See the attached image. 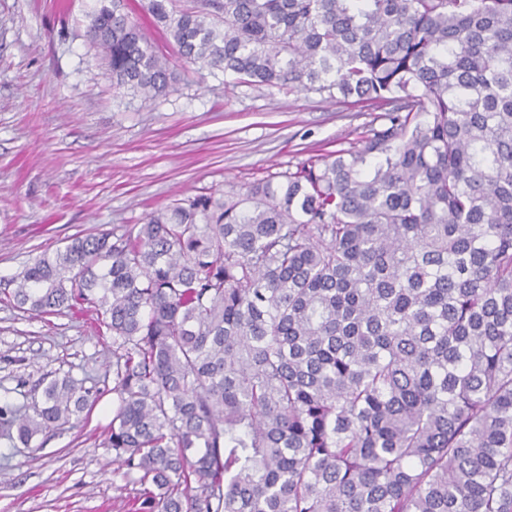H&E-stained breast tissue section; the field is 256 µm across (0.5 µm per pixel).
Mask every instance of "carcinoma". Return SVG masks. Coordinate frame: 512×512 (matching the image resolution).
<instances>
[{
	"label": "carcinoma",
	"mask_w": 512,
	"mask_h": 512,
	"mask_svg": "<svg viewBox=\"0 0 512 512\" xmlns=\"http://www.w3.org/2000/svg\"><path fill=\"white\" fill-rule=\"evenodd\" d=\"M183 60L355 100L357 144L120 234L77 236L0 287L84 305L112 336L104 444L138 512H512V0H143ZM88 38L153 100L170 59L119 0ZM90 389L51 379L0 423L39 438Z\"/></svg>",
	"instance_id": "1"
}]
</instances>
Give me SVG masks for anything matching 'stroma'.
Segmentation results:
<instances>
[{
  "mask_svg": "<svg viewBox=\"0 0 512 512\" xmlns=\"http://www.w3.org/2000/svg\"><path fill=\"white\" fill-rule=\"evenodd\" d=\"M95 0H0V280L76 236L121 232L151 211L237 190L349 147L372 113L236 83L174 58L167 96L114 88L87 37ZM97 314L37 316L0 300V398L19 408L66 373L98 400L40 449L0 428V512H131L143 487L113 464L112 339Z\"/></svg>",
  "mask_w": 512,
  "mask_h": 512,
  "instance_id": "1",
  "label": "stroma"
}]
</instances>
